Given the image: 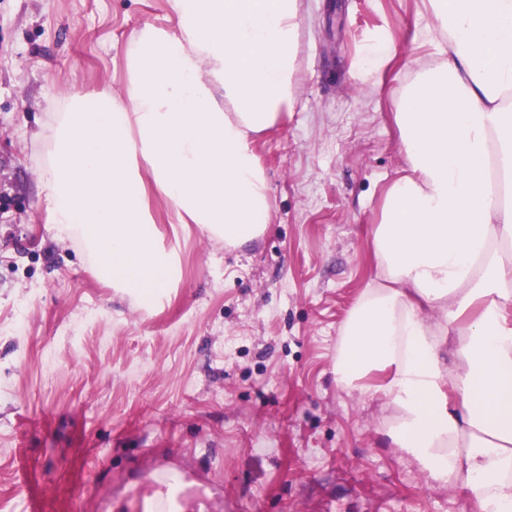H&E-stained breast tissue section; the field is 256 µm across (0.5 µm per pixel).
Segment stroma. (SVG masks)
Listing matches in <instances>:
<instances>
[{
  "mask_svg": "<svg viewBox=\"0 0 512 512\" xmlns=\"http://www.w3.org/2000/svg\"><path fill=\"white\" fill-rule=\"evenodd\" d=\"M146 23L169 0H0V512H130L165 462L197 476L184 512H473L333 372L405 166L394 104L435 59L422 0H302L291 110L253 144L266 230L192 228L150 311L59 238L41 180L66 92L122 93Z\"/></svg>",
  "mask_w": 512,
  "mask_h": 512,
  "instance_id": "obj_1",
  "label": "stroma"
}]
</instances>
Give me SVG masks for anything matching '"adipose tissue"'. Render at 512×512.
<instances>
[{"label": "adipose tissue", "mask_w": 512, "mask_h": 512, "mask_svg": "<svg viewBox=\"0 0 512 512\" xmlns=\"http://www.w3.org/2000/svg\"><path fill=\"white\" fill-rule=\"evenodd\" d=\"M173 23L125 46L122 95L74 92L44 186L61 236L151 309L178 287L173 226L257 238L271 211L253 138L279 124L300 0H169ZM435 63L396 104L406 159L371 242L375 276L345 319L334 373L395 410L392 443L479 512H512V0H425ZM373 373L377 385L366 384Z\"/></svg>", "instance_id": "1"}]
</instances>
